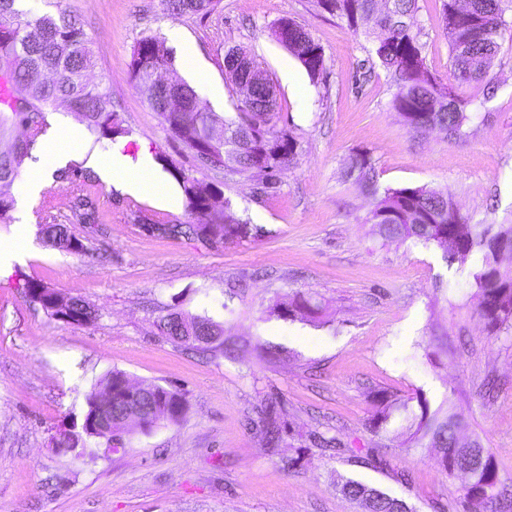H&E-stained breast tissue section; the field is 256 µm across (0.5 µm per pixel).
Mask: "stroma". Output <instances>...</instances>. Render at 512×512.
Listing matches in <instances>:
<instances>
[{"instance_id":"35a3bbf8","label":"stroma","mask_w":512,"mask_h":512,"mask_svg":"<svg viewBox=\"0 0 512 512\" xmlns=\"http://www.w3.org/2000/svg\"><path fill=\"white\" fill-rule=\"evenodd\" d=\"M416 29L428 70L450 76L442 0H419ZM34 13L75 16L92 42L93 81L112 89L125 151L149 153L175 206L120 194L87 164L111 139L85 130L76 161L38 196L0 220V241L28 231V257L0 279V512H358L337 491L342 475L406 501L413 512L460 506L463 475H448L424 448L404 450L403 412L386 433L369 428L376 394L430 407L451 400L468 438L492 454L512 488V329L487 332L471 297L477 257L448 265L439 249L384 241L369 220L375 196L342 183L345 163L366 154L378 190L445 189L471 224H512V39H504L481 112L460 136L415 132L391 108L396 91L365 31L320 11L314 0H220L208 14L179 18L161 0H21ZM318 42L325 69L311 78L274 37L280 18ZM164 40L169 78L194 86L202 104L237 119L241 95L224 55L244 48L269 74L277 126L297 143L292 163L266 187L257 171L199 169L195 154L162 124L131 79L134 47ZM195 47V66L183 44ZM202 68L207 82H197ZM214 183L229 213L246 223L237 244L166 234L196 224L175 178ZM83 187L97 221L59 205ZM88 242L82 254L48 245L34 212ZM79 297L98 311L74 325L29 302L27 282ZM304 292L325 307L318 320L271 316L277 299ZM222 323L231 350L204 351L165 336L169 311ZM119 370L131 382L184 392L185 417L123 450L75 457L56 447L61 424L82 423L86 399ZM274 405L282 440L267 446L259 411ZM335 436L340 447L317 445Z\"/></svg>"}]
</instances>
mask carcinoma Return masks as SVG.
Returning a JSON list of instances; mask_svg holds the SVG:
<instances>
[{
	"mask_svg": "<svg viewBox=\"0 0 512 512\" xmlns=\"http://www.w3.org/2000/svg\"><path fill=\"white\" fill-rule=\"evenodd\" d=\"M323 12L344 19L353 32L371 20L376 28L372 53L391 75L396 87L392 107L404 124L414 130L437 129L446 137L457 136L464 123L480 112L483 102L466 94L465 87L483 81L493 66L500 40L512 31L505 19L504 0H443V29L450 49L453 81L444 85L429 73L422 55L423 46L414 31L419 10L418 0H315ZM217 0H161L163 11L178 18L207 14ZM296 29L285 41V47L313 78L324 70L323 48L300 25L288 18L280 19L275 30L284 26ZM246 53L229 50L224 57L225 71L239 84L248 75L258 77L254 84L250 111L240 113L237 120L227 122L205 108L195 90L183 84L185 107L179 112L167 110L157 87L141 81L147 68L168 69L174 57L163 41L153 35L141 38L131 60L132 79L158 113L171 133L202 159L209 169L224 168L243 173L263 159L277 173L296 154V141L273 122L277 99L265 71L248 60L249 71L238 61ZM0 60L6 68L0 72L10 78V85L0 82V136L11 126L22 125L28 132L12 148L0 153V218L14 206L7 188L18 178L36 139L46 126V108L54 102L70 104L87 127L105 138L125 134L107 109L111 97L109 87L91 83L86 72L92 64L89 40L77 22L67 14H30L17 7V0H0ZM345 183L377 193L374 168L364 154L350 158L342 172ZM177 181L188 207L201 215L202 224H181L167 228L173 235L205 236L213 231L214 242L232 243L243 233L239 223L226 212L213 210L211 200L219 189L216 185L191 174L179 173ZM48 205L36 211L40 231L54 248L68 253H83L86 246L64 224H49L44 215ZM73 213L82 224L95 222L92 202L81 192L74 194ZM370 221L381 237L391 243L409 239L432 244L444 259L463 264L475 252L482 256L473 274L475 313L488 329L499 332L512 328V266L504 265L499 252L512 254V224H469L455 207L445 190L426 187L388 189L377 201ZM29 301L51 315L76 325L97 320L98 312L80 297L64 299L38 283H27ZM323 311L321 302L310 295L296 294L278 301L271 312L280 316L294 313L316 319ZM159 328L171 340L193 344L230 347L224 339V325L208 318H188L173 311L163 316ZM186 395L155 383L133 384L127 376L114 370L105 376V397L92 395L78 432L60 431L57 445L82 456L91 439H104L112 444V434L121 432L129 422H136L145 433L162 421H178L186 412ZM406 413L402 428L407 447H425L436 451V461L446 473L453 475L469 470L470 481L462 486V499L467 512H501L507 490L499 485L492 456L479 441L463 445L459 439L462 423L446 406L430 410L428 401L417 398V408L407 402L392 403L387 395L376 396L369 424L378 434L384 430L394 410ZM261 421L266 425L269 443L281 440L276 411L267 406ZM343 496L366 512H410L407 503L397 497L347 478L339 484Z\"/></svg>",
	"mask_w": 512,
	"mask_h": 512,
	"instance_id": "1",
	"label": "carcinoma"
}]
</instances>
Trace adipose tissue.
Segmentation results:
<instances>
[{
  "mask_svg": "<svg viewBox=\"0 0 512 512\" xmlns=\"http://www.w3.org/2000/svg\"><path fill=\"white\" fill-rule=\"evenodd\" d=\"M79 132L70 128L59 134L41 153L29 177L20 190L23 194L34 195L50 180L53 172L63 166L69 158L68 145L77 139ZM99 173L103 179L115 180L119 189L128 195H148L162 203H169L170 197L162 177L153 169L148 155L130 156L125 152L124 142L113 144L111 151L100 159Z\"/></svg>",
  "mask_w": 512,
  "mask_h": 512,
  "instance_id": "obj_1",
  "label": "adipose tissue"
}]
</instances>
